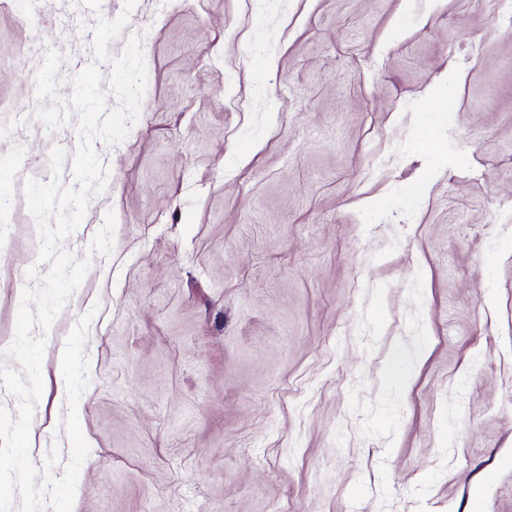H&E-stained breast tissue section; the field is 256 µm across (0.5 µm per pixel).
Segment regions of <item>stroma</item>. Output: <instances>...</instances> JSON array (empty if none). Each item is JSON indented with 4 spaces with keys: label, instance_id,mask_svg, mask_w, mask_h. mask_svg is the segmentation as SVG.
<instances>
[{
    "label": "stroma",
    "instance_id": "stroma-1",
    "mask_svg": "<svg viewBox=\"0 0 512 512\" xmlns=\"http://www.w3.org/2000/svg\"><path fill=\"white\" fill-rule=\"evenodd\" d=\"M124 0H0V362L51 269L35 120ZM147 88L61 244L90 259L45 337L30 457L71 455L61 354L84 314L74 512H512V22L495 0H137ZM452 101L437 97L447 73ZM114 213L110 255L89 246ZM405 378L394 385L392 364Z\"/></svg>",
    "mask_w": 512,
    "mask_h": 512
}]
</instances>
